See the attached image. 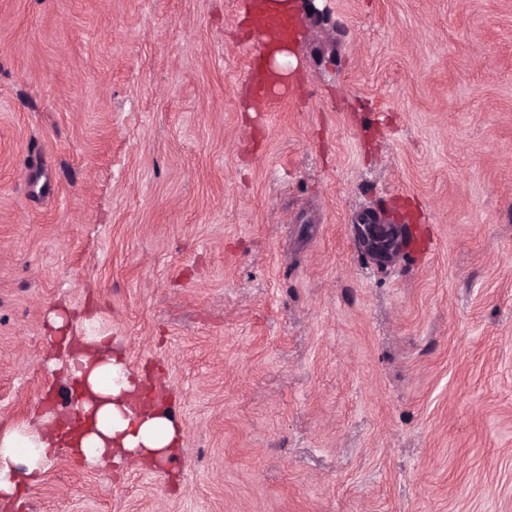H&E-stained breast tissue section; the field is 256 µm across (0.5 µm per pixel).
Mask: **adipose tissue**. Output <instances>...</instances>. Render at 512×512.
<instances>
[{
    "instance_id": "adipose-tissue-1",
    "label": "adipose tissue",
    "mask_w": 512,
    "mask_h": 512,
    "mask_svg": "<svg viewBox=\"0 0 512 512\" xmlns=\"http://www.w3.org/2000/svg\"><path fill=\"white\" fill-rule=\"evenodd\" d=\"M81 351L68 358L66 369L90 389L83 407L95 419L76 454L84 462L108 466L151 468L171 459L181 442L182 429L166 409L140 411L126 404L136 381L97 332L96 317L82 322ZM59 423L52 412L33 411L28 424L0 429V503H15L23 490L38 485L55 449L63 445Z\"/></svg>"
}]
</instances>
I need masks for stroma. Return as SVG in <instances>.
I'll return each mask as SVG.
<instances>
[{"label": "stroma", "instance_id": "stroma-1", "mask_svg": "<svg viewBox=\"0 0 512 512\" xmlns=\"http://www.w3.org/2000/svg\"><path fill=\"white\" fill-rule=\"evenodd\" d=\"M326 7L253 112L252 0H0V427L67 409L57 310L184 429L0 512H512V0ZM360 233L367 249L377 258H387L395 247L396 239L388 224H359Z\"/></svg>", "mask_w": 512, "mask_h": 512}]
</instances>
